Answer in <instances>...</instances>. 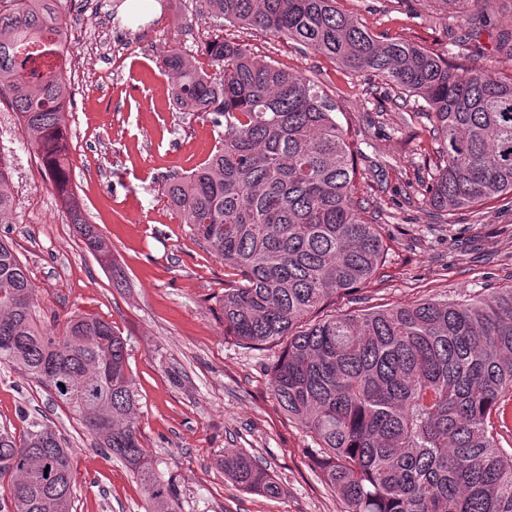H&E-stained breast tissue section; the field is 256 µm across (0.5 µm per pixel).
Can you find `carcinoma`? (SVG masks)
Returning a JSON list of instances; mask_svg holds the SVG:
<instances>
[{"label": "carcinoma", "mask_w": 512, "mask_h": 512, "mask_svg": "<svg viewBox=\"0 0 512 512\" xmlns=\"http://www.w3.org/2000/svg\"><path fill=\"white\" fill-rule=\"evenodd\" d=\"M0 9V93L85 249L108 269L112 246L72 189L68 86L53 0ZM217 19L285 36L350 73L369 72L422 99L440 139L424 159L429 204L446 216L512 194V73L457 65L378 37L336 0H207ZM202 65L180 50L159 57L185 112L224 128L206 160L167 179L171 205L238 279L220 300L224 335L284 344L270 372L279 408L307 429L312 458L344 512H512V449L498 441L512 398V288L462 301L428 299L319 316L338 294L369 282L384 240L361 216L357 161L337 104L314 81L215 38ZM0 153V224L14 204ZM25 265L0 241V365L46 389L98 447L125 463L153 512H173L172 485L140 444L139 399L127 340L111 323L73 313L54 329L37 316ZM0 428V481L10 512H73L74 460L59 431L20 411ZM219 466L241 489L275 497L280 485L242 450Z\"/></svg>", "instance_id": "1"}]
</instances>
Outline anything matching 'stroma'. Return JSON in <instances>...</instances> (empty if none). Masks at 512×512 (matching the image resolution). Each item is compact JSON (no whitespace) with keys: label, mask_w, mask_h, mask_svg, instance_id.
<instances>
[{"label":"stroma","mask_w":512,"mask_h":512,"mask_svg":"<svg viewBox=\"0 0 512 512\" xmlns=\"http://www.w3.org/2000/svg\"><path fill=\"white\" fill-rule=\"evenodd\" d=\"M371 33L411 42L477 70L512 71V0H337ZM63 26L88 18L89 39L68 41V65L85 72L69 91L71 179L85 214L112 244L118 275L85 251L9 95L0 96V150L9 154L14 211L0 224L38 289L45 320L80 312L109 321L128 339L141 409V443L175 489V512H343L309 450L310 434L271 395L270 367L282 350L253 349L224 334L219 301L232 271L197 240L170 206L166 179L204 161L216 128L180 111L172 79L156 61L178 48L202 58L214 38L247 45L259 59L311 78L334 99L337 121L361 153L356 196L387 245L375 280L337 297V312L425 299H462L512 287V197L440 217L423 198L424 157L434 154L424 102L385 99L381 78L350 75L286 38L212 18L198 0H58ZM127 37L121 62L111 20ZM47 418L77 462L75 512H151L125 464L49 393L0 367V427L20 409ZM260 459L280 482L270 498L243 491L216 466L225 450Z\"/></svg>","instance_id":"1"}]
</instances>
